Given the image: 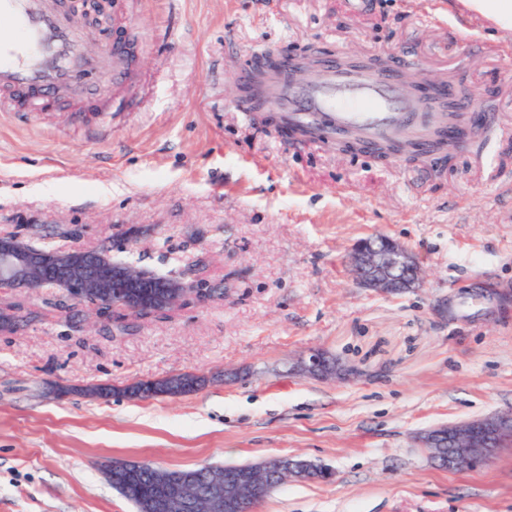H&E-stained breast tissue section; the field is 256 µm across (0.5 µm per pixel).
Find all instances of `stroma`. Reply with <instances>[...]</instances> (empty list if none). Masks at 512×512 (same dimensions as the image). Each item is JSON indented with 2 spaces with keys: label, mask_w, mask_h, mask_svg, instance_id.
I'll return each mask as SVG.
<instances>
[{
  "label": "stroma",
  "mask_w": 512,
  "mask_h": 512,
  "mask_svg": "<svg viewBox=\"0 0 512 512\" xmlns=\"http://www.w3.org/2000/svg\"><path fill=\"white\" fill-rule=\"evenodd\" d=\"M125 23L148 78L131 110L0 112V235L33 225L51 247L108 246L161 275L198 264L215 293L121 333L58 288L0 293L26 316L0 329V512H136L100 470L116 458L271 457L335 477L283 484L256 512H512V446L448 470L416 441L512 412V29L464 0H134ZM282 46L412 61L493 124L444 163L292 145L235 91ZM377 234L416 254L422 288L353 287L346 255ZM312 349L362 378L298 374ZM182 372L207 382L118 393ZM93 384L117 393L89 399ZM178 375L187 376L177 381H172L169 390L164 394H159L160 397L177 398L196 391L204 383V378L195 373H180L171 377Z\"/></svg>",
  "instance_id": "obj_1"
}]
</instances>
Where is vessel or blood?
I'll use <instances>...</instances> for the list:
<instances>
[{"mask_svg": "<svg viewBox=\"0 0 512 512\" xmlns=\"http://www.w3.org/2000/svg\"><path fill=\"white\" fill-rule=\"evenodd\" d=\"M399 60L386 70L345 68L326 57L318 74L300 71L291 52H283L269 79L267 103L283 126L299 137L333 141L357 131L368 145L406 135L423 139L439 126L461 135L470 115L456 125L425 105L427 94L446 96L447 84L432 89L406 87L396 77ZM109 74L103 99L79 101V109L108 112L114 98L140 75L119 50L87 55L76 19L54 0H0V112L30 114L46 111L52 100L78 95L90 78Z\"/></svg>", "mask_w": 512, "mask_h": 512, "instance_id": "obj_1", "label": "vessel or blood"}]
</instances>
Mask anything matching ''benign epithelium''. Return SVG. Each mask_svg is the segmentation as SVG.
<instances>
[{"label":"benign epithelium","instance_id":"7a95c632","mask_svg":"<svg viewBox=\"0 0 512 512\" xmlns=\"http://www.w3.org/2000/svg\"><path fill=\"white\" fill-rule=\"evenodd\" d=\"M69 9L90 25L109 33L110 0H68ZM349 276L361 289L381 295L402 294L420 288L423 277L418 258L407 247L384 236L358 241L347 257ZM154 273L124 264L98 262L82 249L42 250L20 242L16 236L0 237V290L24 289L31 293L52 284L67 295L86 302L106 319L118 301L131 316L163 312L193 294L203 301L209 289L195 281L189 288L171 280L157 287ZM297 371L307 377L353 382L360 372L325 352L313 350L300 358ZM204 378L195 373L170 384L164 396L177 398L196 391ZM421 447L448 470H462L488 461L496 450L512 443V413L442 425L420 434ZM146 466L143 461L115 460L104 466L113 479L118 471ZM206 482L205 505L192 493L197 477ZM333 472L309 460L277 457L245 470L222 471L203 466L189 474L163 473L155 479L156 493L140 505V512H254L273 490L276 481L332 479Z\"/></svg>","mask_w":512,"mask_h":512}]
</instances>
